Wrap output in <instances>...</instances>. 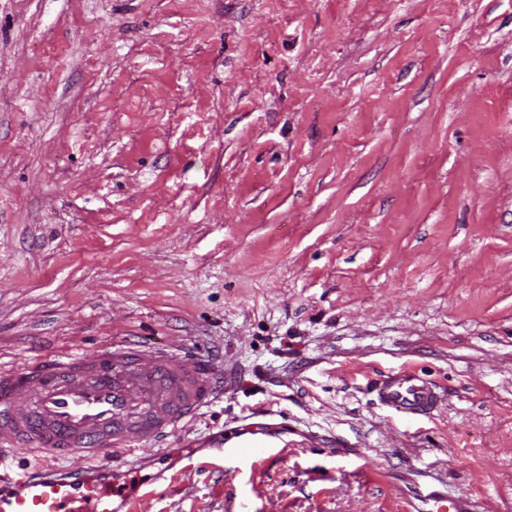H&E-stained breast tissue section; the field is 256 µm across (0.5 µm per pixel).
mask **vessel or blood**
Instances as JSON below:
<instances>
[{
  "label": "vessel or blood",
  "instance_id": "1",
  "mask_svg": "<svg viewBox=\"0 0 512 512\" xmlns=\"http://www.w3.org/2000/svg\"><path fill=\"white\" fill-rule=\"evenodd\" d=\"M379 402L411 418L430 413V382L403 370L378 378ZM217 393L208 369L187 371L179 358L122 343L92 360L61 354L0 370V444L63 459L78 452L92 469L60 476L28 469L15 479L0 469V512H119L145 485L136 471L123 480L113 465L139 440L157 439L194 418Z\"/></svg>",
  "mask_w": 512,
  "mask_h": 512
}]
</instances>
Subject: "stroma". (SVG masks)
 Here are the masks:
<instances>
[{"label": "stroma", "mask_w": 512, "mask_h": 512, "mask_svg": "<svg viewBox=\"0 0 512 512\" xmlns=\"http://www.w3.org/2000/svg\"><path fill=\"white\" fill-rule=\"evenodd\" d=\"M123 339L224 375L128 512H512V0H0V367ZM374 391L382 405L408 418L428 414L438 403L432 384L406 370L378 378Z\"/></svg>", "instance_id": "35a3bbf8"}]
</instances>
